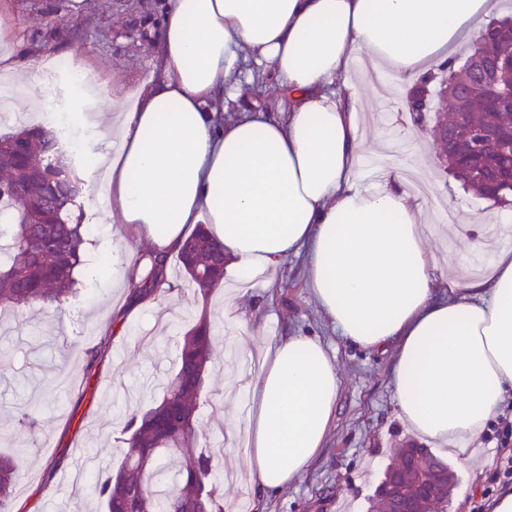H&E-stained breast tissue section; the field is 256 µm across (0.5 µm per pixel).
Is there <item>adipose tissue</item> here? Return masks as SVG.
I'll return each instance as SVG.
<instances>
[{
  "label": "adipose tissue",
  "mask_w": 512,
  "mask_h": 512,
  "mask_svg": "<svg viewBox=\"0 0 512 512\" xmlns=\"http://www.w3.org/2000/svg\"><path fill=\"white\" fill-rule=\"evenodd\" d=\"M498 0H168L152 79L115 101L104 166L111 214L150 254L180 251L207 225L224 246V283L271 287L302 258L312 297L352 346L393 349L390 387L410 436L463 455L512 395V249L488 274L449 279L430 200L396 167L359 168L358 104L338 80L372 70L416 78L473 39ZM285 102L224 120L254 72ZM341 377L315 336L267 339L256 365L225 381L243 452L228 453L261 494L293 482L323 448Z\"/></svg>",
  "instance_id": "obj_1"
}]
</instances>
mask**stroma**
I'll list each match as a JSON object with an SVG mask.
<instances>
[{
    "mask_svg": "<svg viewBox=\"0 0 512 512\" xmlns=\"http://www.w3.org/2000/svg\"><path fill=\"white\" fill-rule=\"evenodd\" d=\"M166 6L167 0H0V52L24 61L88 62L91 78L125 95L154 73ZM381 78L393 89L384 110L371 80L355 75L346 81L366 112L383 115L363 128L368 149L361 170L371 173L383 164L423 169L437 196L470 219L447 250L449 278L468 264L488 268L490 250L475 247L487 237L483 220L493 214L512 225V206L462 189L449 161L438 157L434 115L447 110L446 101L430 97L418 137L402 139L397 126L405 117L409 84L388 72ZM35 94L41 108L77 114L74 128L94 140L96 151H111L110 95L94 96L88 104L79 87L61 81ZM80 204L85 224L99 228L87 234V244L149 252V242L115 233L107 193L82 196ZM131 286L129 271L119 268L89 284L76 281L58 313L28 308L0 323V452L18 453L28 477L15 512H97L92 487L102 469L120 461L118 438L128 411L160 398L158 384L174 371L184 332L203 316L223 329L204 373L196 430L200 443H222L224 421L232 415L224 406V380L238 343L236 324L224 320L223 289L202 297L178 263H171L158 302L145 303L124 335L116 336L112 321L127 305ZM246 304L255 327L251 348L271 336L313 335L335 355L342 377L336 416L318 457L294 482L268 494L265 512H368L395 445L409 438L389 387L392 352L358 349L339 336L310 295L298 257L285 259L272 288L253 289ZM95 348L100 354L88 380L86 353ZM495 455L489 447L466 462L449 459L457 482L448 512H473L490 484Z\"/></svg>",
    "mask_w": 512,
    "mask_h": 512,
    "instance_id": "1",
    "label": "stroma"
}]
</instances>
